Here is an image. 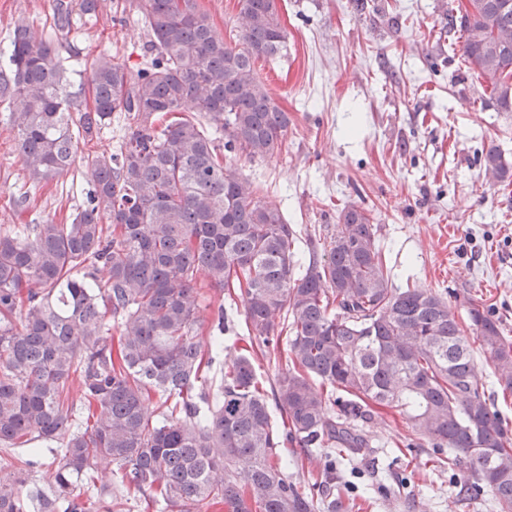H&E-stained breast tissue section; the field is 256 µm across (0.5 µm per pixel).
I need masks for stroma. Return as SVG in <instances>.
Listing matches in <instances>:
<instances>
[{
  "label": "stroma",
  "instance_id": "stroma-1",
  "mask_svg": "<svg viewBox=\"0 0 512 512\" xmlns=\"http://www.w3.org/2000/svg\"><path fill=\"white\" fill-rule=\"evenodd\" d=\"M444 0H276L287 53L255 70L287 112L280 152L240 158L242 177L275 202L302 235H330L345 207L368 210L393 286L442 295L459 317L479 303L512 337V185L486 181L483 151L512 159V112L487 106L483 90L439 41ZM105 0L96 21L63 35L61 55L90 64L107 52L129 69L144 58L147 29L135 0ZM54 0H0V51L18 19L50 26ZM84 163L31 188L14 133L0 123V230L70 223L85 208ZM367 455L336 474L369 512H496L492 495L472 500L397 411L365 428Z\"/></svg>",
  "mask_w": 512,
  "mask_h": 512
}]
</instances>
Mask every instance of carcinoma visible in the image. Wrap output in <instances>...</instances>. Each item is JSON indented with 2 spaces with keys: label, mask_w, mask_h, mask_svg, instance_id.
<instances>
[{
  "label": "carcinoma",
  "mask_w": 512,
  "mask_h": 512,
  "mask_svg": "<svg viewBox=\"0 0 512 512\" xmlns=\"http://www.w3.org/2000/svg\"><path fill=\"white\" fill-rule=\"evenodd\" d=\"M239 3L228 44L197 0H136L144 67L133 73L100 53L75 91L59 35L97 14L99 0H55L47 32L15 24L0 103H20L7 122L32 183L66 174L80 140L114 113L128 134L85 157L92 189L70 223L0 231V445L24 450L0 465V512H120L141 496L168 512H354L336 463L301 485L279 449L364 454L363 427L380 407L406 416L467 496L489 491L497 512H512V435L448 302L389 284L371 216L354 205L327 240L308 237L296 267L297 226L238 174L239 155H272L288 133V113L254 71L287 51L276 0ZM445 19L451 51L498 111L512 112V0H449ZM481 167L492 182L512 178L498 148ZM201 273L240 299L252 346L274 356L271 391L251 353L222 360L234 332L222 304L202 353ZM467 319L512 391L501 322L477 304ZM152 392L159 416L146 405ZM46 452L57 460L47 490L22 494ZM103 465L119 481L98 488Z\"/></svg>",
  "instance_id": "obj_1"
}]
</instances>
